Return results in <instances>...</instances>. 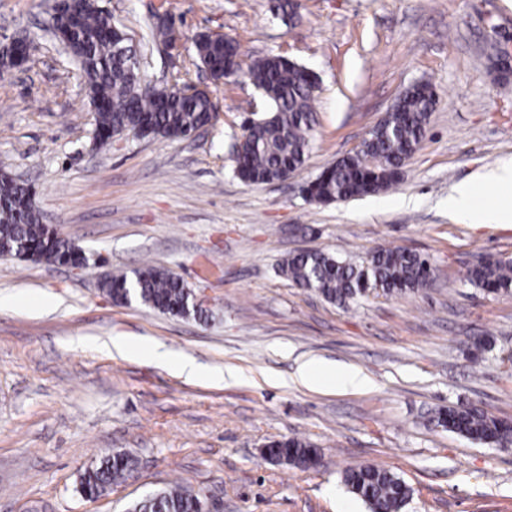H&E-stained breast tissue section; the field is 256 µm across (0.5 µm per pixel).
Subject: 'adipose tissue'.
<instances>
[{"mask_svg": "<svg viewBox=\"0 0 512 512\" xmlns=\"http://www.w3.org/2000/svg\"><path fill=\"white\" fill-rule=\"evenodd\" d=\"M487 178L503 192V200L475 206L470 184L459 187L456 196L448 200L449 210L471 213L478 224H512V160L500 163Z\"/></svg>", "mask_w": 512, "mask_h": 512, "instance_id": "ef3b65f1", "label": "adipose tissue"}]
</instances>
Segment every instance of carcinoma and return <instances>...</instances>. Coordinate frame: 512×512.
I'll return each mask as SVG.
<instances>
[{"label": "carcinoma", "instance_id": "obj_1", "mask_svg": "<svg viewBox=\"0 0 512 512\" xmlns=\"http://www.w3.org/2000/svg\"><path fill=\"white\" fill-rule=\"evenodd\" d=\"M54 24L64 28L82 69L89 105L95 106L96 132L108 137L141 126L150 136L188 138L216 119L218 106L207 94L184 96L176 88L141 89L117 53L112 39V15L72 0H53ZM200 65L216 71L241 69L238 42L195 39ZM246 75L260 93L263 107L244 133L236 172L252 184L283 181L293 175L309 153L316 122L314 73L281 54L254 60ZM434 107L429 85L419 84L402 93L391 112L375 125L359 148L336 161L308 186L310 200L327 203L379 193L401 176L404 161L419 147ZM29 188L0 173V256L14 255L26 244L48 260L73 264L79 256L43 224L33 206ZM281 273L297 286L319 293L339 306L370 293L401 296L424 288L432 277L429 261L403 247L381 246L362 264L329 252L309 249L286 258ZM467 281L488 293H512V259L481 255L468 268ZM112 301L131 296L145 306L172 315L189 313L192 293L168 270L147 265L133 276L108 275L103 282ZM443 427L480 444L512 443V424L477 406L438 409L432 418ZM268 453L301 468L317 450L293 436L273 441ZM133 455L114 451L85 468L80 491L88 499L102 496L125 482L137 469ZM342 481L369 512H404L411 488L393 471L368 463L343 471ZM201 498L193 490L170 486L135 501L130 512H200Z\"/></svg>", "mask_w": 512, "mask_h": 512}]
</instances>
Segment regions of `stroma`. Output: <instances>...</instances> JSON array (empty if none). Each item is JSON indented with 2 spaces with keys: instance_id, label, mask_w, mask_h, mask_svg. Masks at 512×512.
I'll return each instance as SVG.
<instances>
[{
  "instance_id": "obj_1",
  "label": "stroma",
  "mask_w": 512,
  "mask_h": 512,
  "mask_svg": "<svg viewBox=\"0 0 512 512\" xmlns=\"http://www.w3.org/2000/svg\"><path fill=\"white\" fill-rule=\"evenodd\" d=\"M51 0H0V42L24 33L30 61L0 76V170L34 190L42 221L75 242L86 269L0 257V512H128L179 483L212 512H367L342 482L378 463L410 486L405 512H512V449L431 424L443 406L476 404L512 421V297L471 287L481 255L512 258V226L448 212L457 186L495 197L478 175L512 159V0H300L293 19L270 0H97L132 38L145 79L208 86L219 112L192 137L132 133L94 142L79 63L49 29ZM165 16L179 49L161 54L149 26ZM235 38L244 62L282 54L318 77L317 123L288 180L250 184L233 144L259 93L241 74L209 84L194 39ZM436 95L426 135L401 181L348 201L304 189L410 86ZM429 260L427 288L326 302L281 276L289 254L318 248L359 264L381 246ZM179 277L209 317L113 303L104 272L145 265ZM189 358V379L111 337ZM481 337L483 349L472 341ZM357 369L363 388L311 389L298 367ZM298 435L320 463L266 460ZM119 449L137 472L89 501L84 469Z\"/></svg>"
}]
</instances>
